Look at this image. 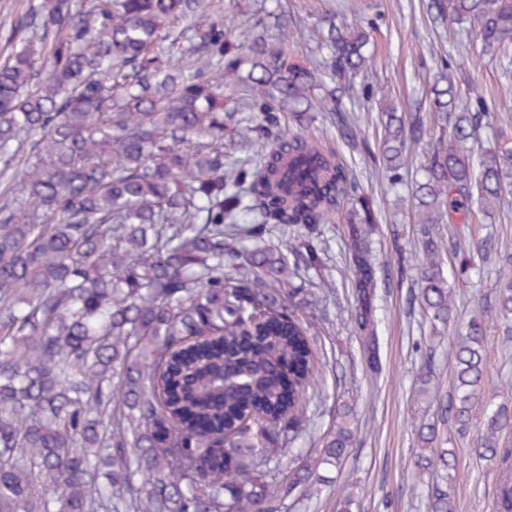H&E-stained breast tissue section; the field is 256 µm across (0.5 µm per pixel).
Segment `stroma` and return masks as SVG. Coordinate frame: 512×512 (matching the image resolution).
Listing matches in <instances>:
<instances>
[{
	"label": "stroma",
	"mask_w": 512,
	"mask_h": 512,
	"mask_svg": "<svg viewBox=\"0 0 512 512\" xmlns=\"http://www.w3.org/2000/svg\"><path fill=\"white\" fill-rule=\"evenodd\" d=\"M297 25L288 46L290 61L314 67L318 17L327 0H280ZM432 0H337L351 26L369 27L371 66L357 85L376 94L360 112L355 142H348L330 119L303 128L325 153L350 169L364 188L374 221L370 226L376 255L377 340L367 349V333L357 323V302L349 266L348 226L359 205L341 201L333 223L324 225L326 242L321 275L301 274L298 288L315 289L311 309L318 327L317 349L321 399L311 406L312 422L282 459L283 473L294 474L319 456L326 436L335 431L343 412L351 414L354 443L339 467L327 472L331 482L310 498L292 495L288 512H337L340 498L353 501L352 512H428L436 493L455 503L456 512H504L501 488L512 482V463L479 458L474 445L483 425V407L475 405L467 433L450 419L453 394L451 329L434 327L418 298L415 280L423 257L411 185L421 176L423 153L409 156L400 190H390L382 163L385 112L420 116L423 138L439 129L431 110V89L440 69L482 96L489 111L471 142L473 155L497 138H512V69L484 52L474 31L452 21L434 22ZM435 239L449 251L444 264L458 268L471 243L488 239L492 252L483 275L449 277L456 320L482 318L486 327L485 395L512 408V337L497 320L496 271L512 258V178L491 215L473 210L466 224L440 222ZM433 435L424 444V435ZM450 452L447 468L425 471L418 460L431 447Z\"/></svg>",
	"instance_id": "obj_1"
}]
</instances>
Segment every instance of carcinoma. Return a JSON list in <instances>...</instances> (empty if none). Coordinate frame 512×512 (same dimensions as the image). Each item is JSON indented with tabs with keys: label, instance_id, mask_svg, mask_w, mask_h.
I'll list each match as a JSON object with an SVG mask.
<instances>
[{
	"label": "carcinoma",
	"instance_id": "cac0c4a2",
	"mask_svg": "<svg viewBox=\"0 0 512 512\" xmlns=\"http://www.w3.org/2000/svg\"><path fill=\"white\" fill-rule=\"evenodd\" d=\"M436 18L469 22L485 50L512 62V0H434ZM202 26L175 28L205 11ZM288 18L270 33L260 17L232 41L216 0H49L13 36L0 63V170L26 153L16 191L0 203V506L9 512H288L286 500L320 491L319 469L352 446L343 425L289 482L280 459L319 398L313 304L293 286L321 265L341 200L360 195L349 172L297 127L327 112L353 135L356 77L368 35L330 23L313 69L288 63ZM263 90L245 107L260 122L224 152V86L240 76ZM325 94L311 96L314 87ZM443 127L428 143L417 184L418 222L467 223L501 200L512 143L496 141L473 164L468 140L480 112L454 80L433 88ZM392 156L418 148L415 118ZM351 228L360 327L376 291L369 202ZM284 248L261 247L270 227ZM491 242L462 269L482 271ZM433 246L418 287L430 319L447 323L452 297ZM499 317L512 319V269L501 268ZM485 329L457 328L448 416L468 429L484 391ZM478 455L506 458L504 406L484 407Z\"/></svg>",
	"mask_w": 512,
	"mask_h": 512
}]
</instances>
